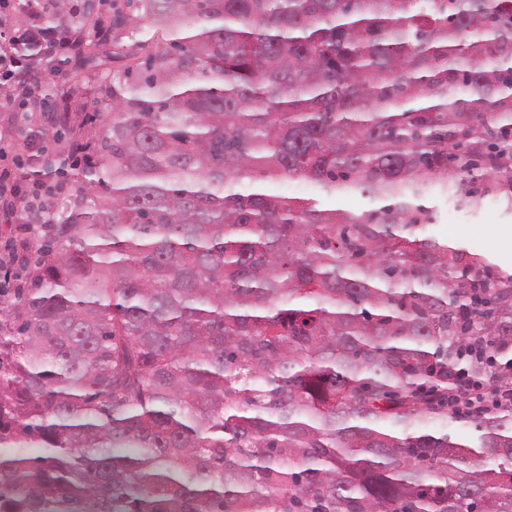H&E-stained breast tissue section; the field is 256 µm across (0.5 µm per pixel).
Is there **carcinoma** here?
<instances>
[{
    "instance_id": "cac0c4a2",
    "label": "carcinoma",
    "mask_w": 512,
    "mask_h": 512,
    "mask_svg": "<svg viewBox=\"0 0 512 512\" xmlns=\"http://www.w3.org/2000/svg\"><path fill=\"white\" fill-rule=\"evenodd\" d=\"M127 5L0 298V512H512V405L417 427L512 386V271L423 204L512 209V0ZM280 190L285 194L293 196H313L318 199L322 205L328 207L334 206V204H336L337 207L356 210H364L371 207L370 200L366 197L360 196L359 194L351 197L336 198L335 200L334 198L321 194L308 182L296 177L288 178L283 181L280 185Z\"/></svg>"
}]
</instances>
